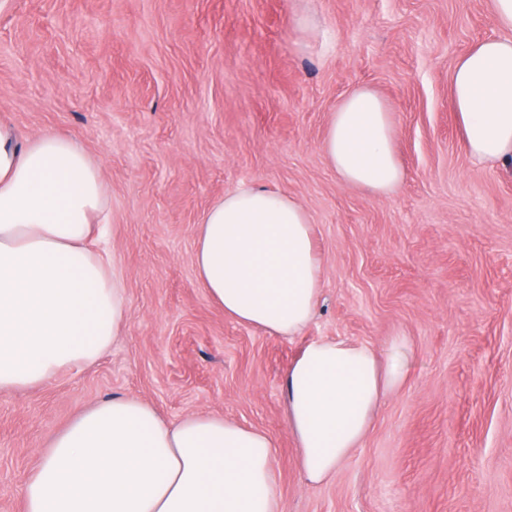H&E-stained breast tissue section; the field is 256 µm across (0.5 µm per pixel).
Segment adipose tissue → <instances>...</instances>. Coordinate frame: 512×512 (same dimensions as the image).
I'll use <instances>...</instances> for the list:
<instances>
[{"instance_id":"1","label":"adipose tissue","mask_w":512,"mask_h":512,"mask_svg":"<svg viewBox=\"0 0 512 512\" xmlns=\"http://www.w3.org/2000/svg\"><path fill=\"white\" fill-rule=\"evenodd\" d=\"M497 35L458 58L448 84L468 154L512 165V0H493ZM322 151L344 183L378 195L404 180L386 100L360 86L333 112ZM105 184L75 141L19 142L0 121V392L92 363L126 315L122 277L88 246L103 231ZM310 212L288 195L242 186L196 231L197 280L226 317L281 337L313 319L321 292ZM396 358L347 340H315L290 364L287 423L305 478L321 483L361 444ZM263 431L212 414L176 422L147 402L104 400L50 440L27 480L24 512H286Z\"/></svg>"}]
</instances>
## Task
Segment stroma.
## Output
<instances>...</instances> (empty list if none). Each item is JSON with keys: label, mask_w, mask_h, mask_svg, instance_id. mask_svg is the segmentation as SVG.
<instances>
[{"label": "stroma", "mask_w": 512, "mask_h": 512, "mask_svg": "<svg viewBox=\"0 0 512 512\" xmlns=\"http://www.w3.org/2000/svg\"><path fill=\"white\" fill-rule=\"evenodd\" d=\"M313 16L329 45L306 41ZM491 0H0V120L78 143L108 187L91 241L126 285L120 337L89 366L0 392V512L52 436L115 396L176 421L265 431L287 512H512V167L464 149L457 58L496 35ZM358 85L387 101L405 180L340 182L321 143ZM250 184L310 212L313 320L278 337L225 317L197 282V224ZM403 341V385L327 482H308L285 419L306 344Z\"/></svg>", "instance_id": "1"}]
</instances>
